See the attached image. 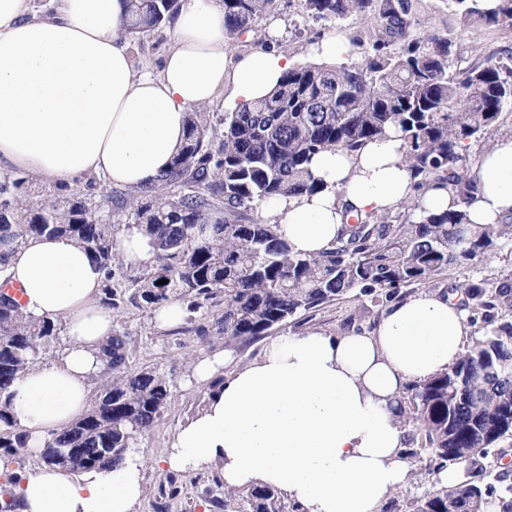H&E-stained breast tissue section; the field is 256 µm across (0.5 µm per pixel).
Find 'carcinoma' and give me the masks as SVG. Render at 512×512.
Here are the masks:
<instances>
[{
  "label": "carcinoma",
  "instance_id": "carcinoma-1",
  "mask_svg": "<svg viewBox=\"0 0 512 512\" xmlns=\"http://www.w3.org/2000/svg\"><path fill=\"white\" fill-rule=\"evenodd\" d=\"M229 46L256 31L274 0H222ZM464 24H512V0L494 9L482 0H448ZM307 16L343 20L371 15L363 58L340 64L305 62L286 73L266 98L216 117L196 108L186 119L182 147L161 179L135 194L89 193L68 187L46 190L28 174L0 178V248L27 236L68 237L106 271L103 302L152 312L171 300L194 313L222 310L194 333L224 337V344L256 341L289 327L349 295L376 307L401 289L426 286L451 267L477 262L512 243V224L474 227L463 209L422 222L410 207L394 215L350 222L331 249L315 256L294 252L263 218L273 198L314 193L308 164L328 149L353 153L392 130L403 140L416 186L449 184L461 205L476 186L467 177L471 142L499 127L512 109V55L490 54L462 65L452 39L412 19L410 0H300ZM179 0H127L125 37L137 41L172 26ZM224 126L218 133L217 127ZM117 208L154 248V262L129 276L115 250ZM165 279L167 283L157 284ZM463 306L485 312L482 336L448 372L407 387L399 417L421 436L435 462L409 472L430 484L383 512H512L508 472L492 462L512 454V274L493 286L459 285ZM60 320L33 319L0 292V454L23 465L28 435L10 407V387L33 360L55 346ZM129 332L115 330L102 346L112 381L90 408L45 442L41 461L74 472L111 468L126 448L162 416L173 384L154 369L127 371ZM465 463L463 480L437 487L447 462ZM224 512H285L281 492L267 485L224 489Z\"/></svg>",
  "mask_w": 512,
  "mask_h": 512
}]
</instances>
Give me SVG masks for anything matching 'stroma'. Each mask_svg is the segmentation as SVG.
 I'll use <instances>...</instances> for the list:
<instances>
[{"mask_svg": "<svg viewBox=\"0 0 512 512\" xmlns=\"http://www.w3.org/2000/svg\"><path fill=\"white\" fill-rule=\"evenodd\" d=\"M412 14L424 26L441 31L452 38L465 61L499 52L512 54V25H462L448 8L447 0H412ZM278 22L281 49L297 62H305V50L323 32L338 28L348 35L366 30L364 17L351 16L332 24L302 15L299 0H276L268 16L260 20L255 33L243 36L235 48L247 51L256 47L260 36L266 35L270 22ZM512 274V245L491 254L468 267H456L431 283V290H448L468 280H494ZM366 298L350 297L317 311L307 323L310 331L334 333L342 330L346 319L364 312L361 329H369L377 314L366 311ZM116 326L131 336L127 361L129 370L158 368L173 381L172 395L161 418L141 437L146 451L143 468L144 494L136 512H224V495L219 486L222 476L215 467L190 473L164 469L160 460L168 450L180 425L200 409L209 392V385L191 383V369L203 354L223 350V340L203 343L191 331L192 321L181 323L180 331L158 328L152 313L127 305L113 313Z\"/></svg>", "mask_w": 512, "mask_h": 512, "instance_id": "obj_1", "label": "stroma"}]
</instances>
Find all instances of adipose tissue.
Wrapping results in <instances>:
<instances>
[{"mask_svg":"<svg viewBox=\"0 0 512 512\" xmlns=\"http://www.w3.org/2000/svg\"><path fill=\"white\" fill-rule=\"evenodd\" d=\"M125 14V0H53L41 16L31 0H0V171L55 186L86 176L129 188L155 183L192 108L220 97L252 104L295 65L272 43L244 54L229 47L222 0H180L158 72H139L121 37ZM310 172L321 191L262 205L302 255L333 247L356 217L414 203L423 220L457 207L450 187L416 188L394 133L354 153L322 152ZM468 175L472 223L512 216V136L482 151ZM7 274L24 311L61 319L68 340L59 362L32 364L11 388V411L36 453L87 409L114 317L102 302L104 270L69 238H26L10 251ZM458 301L421 290L391 304L371 331L278 336L258 361L230 371L226 357L197 359V382L219 374L224 382L179 425L163 465L220 467L225 486H273L297 512H379L408 481L409 430L397 413L407 384L448 372L468 344ZM143 466L135 443L118 466L40 468L13 492L21 512H134Z\"/></svg>","mask_w":512,"mask_h":512,"instance_id":"ef3b65f1","label":"adipose tissue"}]
</instances>
